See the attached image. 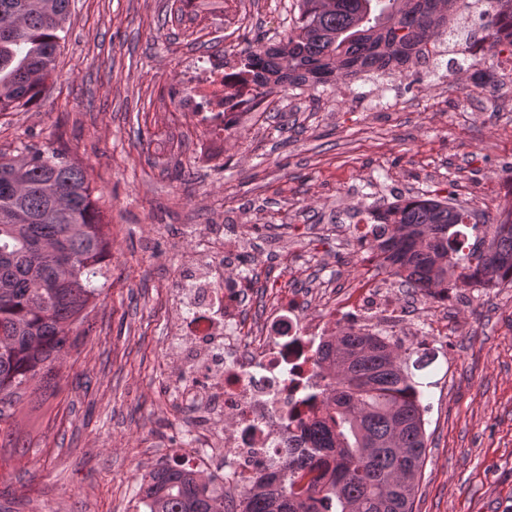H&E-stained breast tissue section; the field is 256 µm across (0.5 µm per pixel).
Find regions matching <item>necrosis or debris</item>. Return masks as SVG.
Instances as JSON below:
<instances>
[{"label": "necrosis or debris", "instance_id": "4bbe7bcc", "mask_svg": "<svg viewBox=\"0 0 512 512\" xmlns=\"http://www.w3.org/2000/svg\"><path fill=\"white\" fill-rule=\"evenodd\" d=\"M257 91L242 68L222 55L186 57L178 78L175 110L190 114L210 141L239 127L255 111ZM243 230L228 228L224 237L225 276L192 278L182 289L186 323L181 332L178 387L181 400L193 404L200 426L177 437V456L198 468L220 457L224 486L250 488L277 471L289 443H300V421L319 413L321 401L309 394L322 379L315 350L326 339L325 320L313 314L316 294L302 295L281 279L262 284L244 277L255 258ZM260 297L276 310L263 321L246 317ZM332 311H350L358 328L413 339L418 332L409 310L395 307L379 279L360 277L332 294Z\"/></svg>", "mask_w": 512, "mask_h": 512}]
</instances>
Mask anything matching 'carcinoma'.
Returning <instances> with one entry per match:
<instances>
[{"instance_id": "obj_1", "label": "carcinoma", "mask_w": 512, "mask_h": 512, "mask_svg": "<svg viewBox=\"0 0 512 512\" xmlns=\"http://www.w3.org/2000/svg\"><path fill=\"white\" fill-rule=\"evenodd\" d=\"M461 0H300L287 41L248 48L243 68L266 92L326 84L341 73L385 70L433 38L454 34ZM69 0H0V112L26 107L56 68ZM465 42L512 56V0H487ZM63 189L60 206L46 194ZM390 233L375 238L380 266L424 294L448 288V271L468 286L512 284V224H471L470 213L422 196L373 213ZM463 226L467 235L458 230ZM56 247L72 260L63 274ZM110 245L86 172L57 151L0 155V437L18 447L15 407L30 383L55 394L58 369L85 332L77 322L101 294ZM326 401L302 422L308 451L286 458L282 474L224 505L214 477L173 458L149 474L140 512H413L407 482L424 464L425 384L404 366L401 345L343 329L315 358Z\"/></svg>"}]
</instances>
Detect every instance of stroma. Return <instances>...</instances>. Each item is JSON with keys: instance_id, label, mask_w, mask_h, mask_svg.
Segmentation results:
<instances>
[{"instance_id": "35a3bbf8", "label": "stroma", "mask_w": 512, "mask_h": 512, "mask_svg": "<svg viewBox=\"0 0 512 512\" xmlns=\"http://www.w3.org/2000/svg\"><path fill=\"white\" fill-rule=\"evenodd\" d=\"M246 10L262 45L284 39L297 0H70L57 67L36 105L0 112V153L54 149L84 167L112 246L86 332L57 391L15 422L25 455L0 450V503L13 512H138L143 474L170 459L160 437L191 416L169 401L179 364L169 344L175 301L229 224L250 245L276 242L297 289L386 278L332 226L397 198L428 194L500 220L512 179V93H478L448 74L457 40L435 62L279 87L281 109H259L223 141L171 125L180 60L221 51L240 59L218 14ZM399 99L397 110L385 107ZM459 307L425 309L421 401L429 435L414 512H512V284L468 288Z\"/></svg>"}]
</instances>
